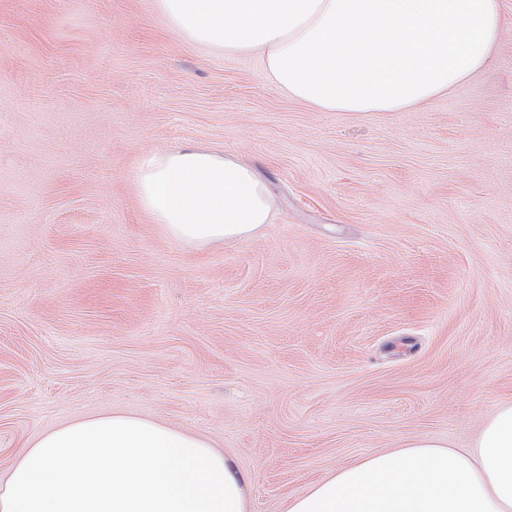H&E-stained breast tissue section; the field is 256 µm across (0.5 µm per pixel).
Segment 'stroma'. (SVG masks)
Here are the masks:
<instances>
[{"instance_id": "obj_1", "label": "stroma", "mask_w": 512, "mask_h": 512, "mask_svg": "<svg viewBox=\"0 0 512 512\" xmlns=\"http://www.w3.org/2000/svg\"><path fill=\"white\" fill-rule=\"evenodd\" d=\"M487 71L405 112H317L157 0H0V480L26 441L134 414L199 433L250 512L512 400V0ZM191 144L281 210L196 249L132 171Z\"/></svg>"}]
</instances>
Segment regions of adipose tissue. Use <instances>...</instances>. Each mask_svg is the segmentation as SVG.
I'll return each mask as SVG.
<instances>
[{
    "label": "adipose tissue",
    "mask_w": 512,
    "mask_h": 512,
    "mask_svg": "<svg viewBox=\"0 0 512 512\" xmlns=\"http://www.w3.org/2000/svg\"><path fill=\"white\" fill-rule=\"evenodd\" d=\"M170 27L217 51L256 52L263 77L318 112H402L485 71L500 0H158ZM142 207L181 243L248 241L275 199L238 156L177 146L134 173ZM248 480L204 436L125 413L26 442L0 512H249ZM285 512H512V401L471 447L424 435L336 469Z\"/></svg>",
    "instance_id": "1"
}]
</instances>
